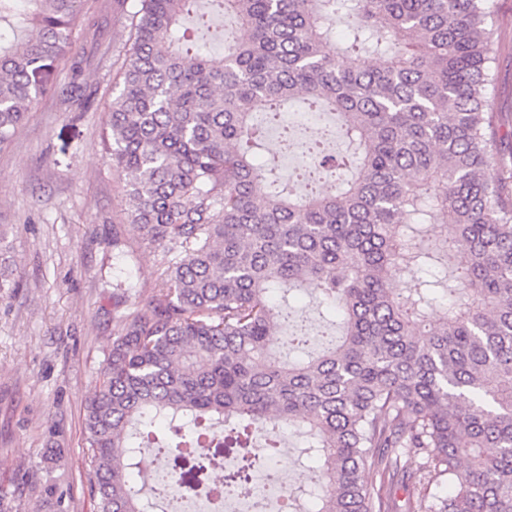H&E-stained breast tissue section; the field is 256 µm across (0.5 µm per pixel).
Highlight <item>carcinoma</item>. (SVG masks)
Returning a JSON list of instances; mask_svg holds the SVG:
<instances>
[{
  "mask_svg": "<svg viewBox=\"0 0 512 512\" xmlns=\"http://www.w3.org/2000/svg\"><path fill=\"white\" fill-rule=\"evenodd\" d=\"M88 2L0 0V148L48 93L85 106L81 61L51 76L85 55L76 30L100 36ZM490 2L112 0L130 29L102 150L161 253L85 407L98 512H173L137 484L154 452L200 448L201 471L238 449L235 493L255 436L271 456L296 426L318 461L307 512H512V132L490 111ZM294 101L337 118L309 142L311 194L254 164ZM336 137L347 153H325ZM310 280L340 335L294 319Z\"/></svg>",
  "mask_w": 512,
  "mask_h": 512,
  "instance_id": "carcinoma-1",
  "label": "carcinoma"
}]
</instances>
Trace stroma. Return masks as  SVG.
Returning <instances> with one entry per match:
<instances>
[{
	"label": "stroma",
	"mask_w": 512,
	"mask_h": 512,
	"mask_svg": "<svg viewBox=\"0 0 512 512\" xmlns=\"http://www.w3.org/2000/svg\"><path fill=\"white\" fill-rule=\"evenodd\" d=\"M496 111L512 114V0H494ZM128 35L110 19L84 81L94 105L37 100L0 149V252L15 287L0 290V504L7 512H95L85 464L84 411L112 345L114 277L151 295L157 248L128 218L119 181L102 160L114 50ZM120 229L128 258L112 260Z\"/></svg>",
	"instance_id": "1"
}]
</instances>
